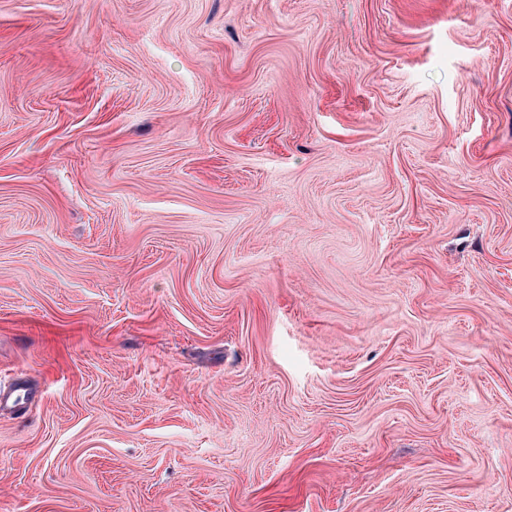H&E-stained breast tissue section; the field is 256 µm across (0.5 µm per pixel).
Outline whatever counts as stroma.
I'll list each match as a JSON object with an SVG mask.
<instances>
[{
  "label": "stroma",
  "instance_id": "35a3bbf8",
  "mask_svg": "<svg viewBox=\"0 0 512 512\" xmlns=\"http://www.w3.org/2000/svg\"><path fill=\"white\" fill-rule=\"evenodd\" d=\"M0 512H512V0H0Z\"/></svg>",
  "mask_w": 512,
  "mask_h": 512
}]
</instances>
